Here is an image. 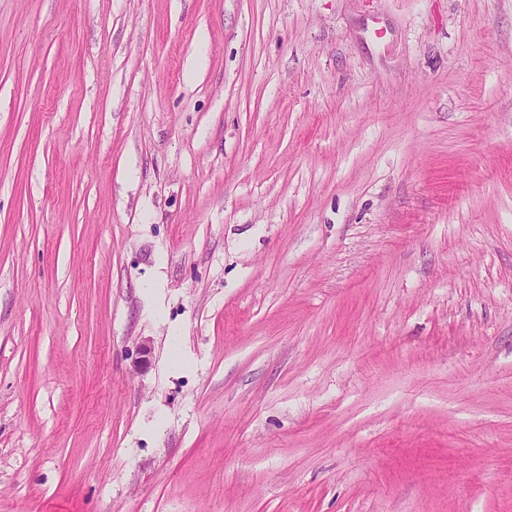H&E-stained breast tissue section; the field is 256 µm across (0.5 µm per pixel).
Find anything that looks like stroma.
I'll return each instance as SVG.
<instances>
[{
	"label": "stroma",
	"mask_w": 512,
	"mask_h": 512,
	"mask_svg": "<svg viewBox=\"0 0 512 512\" xmlns=\"http://www.w3.org/2000/svg\"><path fill=\"white\" fill-rule=\"evenodd\" d=\"M0 512H512V0H0Z\"/></svg>",
	"instance_id": "35a3bbf8"
}]
</instances>
